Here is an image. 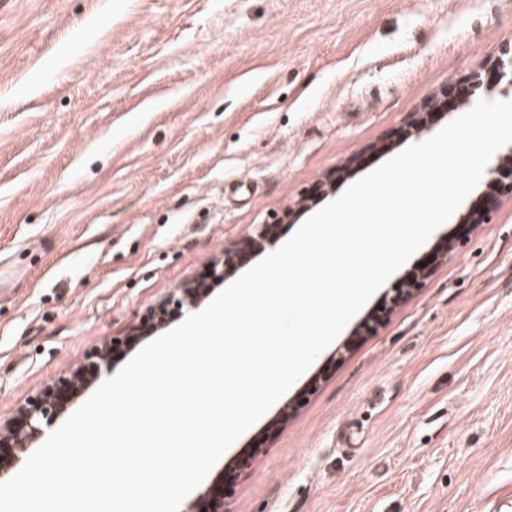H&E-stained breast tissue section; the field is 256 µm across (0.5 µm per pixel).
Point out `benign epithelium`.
<instances>
[{
    "instance_id": "benign-epithelium-1",
    "label": "benign epithelium",
    "mask_w": 512,
    "mask_h": 512,
    "mask_svg": "<svg viewBox=\"0 0 512 512\" xmlns=\"http://www.w3.org/2000/svg\"><path fill=\"white\" fill-rule=\"evenodd\" d=\"M483 89V97L493 99L496 97L512 98V77L503 74L500 81L494 84H483L480 74L471 75L468 87L458 95L459 102L463 106L473 103L475 91ZM448 91L433 99L438 107L434 112H420L403 130V138L418 139L428 130L433 117L439 114V110L446 106ZM512 161V146L504 151L497 152L485 168L484 190L488 199L495 200L504 194L512 195V181H502L501 173L505 164ZM275 224H259L252 230L240 248L224 251V263L222 269H214V274L223 276L229 269H237L244 262L264 253L268 247L278 240ZM423 275H418L415 280L404 286L394 284V288L386 294L387 311H392L401 301L419 288ZM206 291L203 288H179L171 294L154 311L146 321L148 334L152 335L164 329L172 321V316L181 313L184 304H197ZM120 346V341L112 343V347L100 348L92 351L88 362L70 378L60 380L54 388L45 391L40 397L28 403L21 409L17 421L7 428H0V482L12 478L24 465L31 454L34 445L42 438L43 424L65 411L66 401L69 396H77L97 378L100 367L107 362L111 349ZM184 512H224V495L212 491L203 493L200 497L190 502Z\"/></svg>"
}]
</instances>
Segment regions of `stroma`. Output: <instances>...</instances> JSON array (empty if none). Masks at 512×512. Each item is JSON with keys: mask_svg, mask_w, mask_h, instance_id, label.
<instances>
[{"mask_svg": "<svg viewBox=\"0 0 512 512\" xmlns=\"http://www.w3.org/2000/svg\"><path fill=\"white\" fill-rule=\"evenodd\" d=\"M512 0H0V426L175 289L215 296L226 247L403 150L445 87L495 82ZM431 258L321 379L271 408L203 489L224 512H491L512 494V196Z\"/></svg>", "mask_w": 512, "mask_h": 512, "instance_id": "1", "label": "stroma"}]
</instances>
